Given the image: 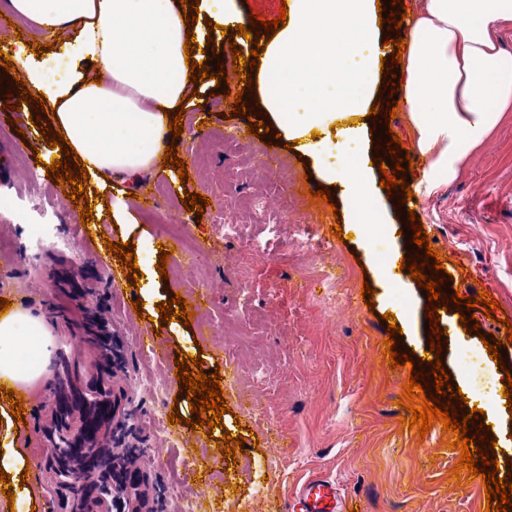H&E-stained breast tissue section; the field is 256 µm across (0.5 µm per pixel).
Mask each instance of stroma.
<instances>
[{"instance_id": "1", "label": "stroma", "mask_w": 512, "mask_h": 512, "mask_svg": "<svg viewBox=\"0 0 512 512\" xmlns=\"http://www.w3.org/2000/svg\"><path fill=\"white\" fill-rule=\"evenodd\" d=\"M238 90L234 80L211 83L185 105L176 155L186 161L187 182L169 167L156 168L130 195L90 182L97 193L95 219L85 239L59 231L60 219L78 215L73 203L58 217L32 209L14 192L23 185L41 197L63 195L61 184L46 175V162L61 154L39 130L50 122L48 110L20 103L16 125L0 130V242L16 245L0 250V298L26 302L48 318L55 345L69 355L64 362L51 360L45 381L28 388L25 425H16L0 393V448L21 449L30 460L24 512H69L73 501L45 468L54 393L62 384L110 393L105 404L111 415L101 422L94 446L125 449L130 459L124 488L112 491V512H130L141 499L154 512H183L189 500L197 512H288L312 477L331 482L352 512H487L481 478L454 477L461 452L451 448L453 436L442 423L433 422L424 435L401 424L407 411L397 399L409 370L389 366L384 314L393 313L402 329L398 352L416 361L433 358L423 327L428 298L408 270L393 263L406 251L404 237L353 223L347 201L333 209L312 202L306 193L312 182L296 151L271 135L247 134L245 117L223 118L224 92ZM228 133L238 145L225 143ZM269 146L288 161L286 174L275 181L249 164L253 149ZM35 154L41 165H32ZM158 184L166 189L162 212L185 220L201 252L192 266L173 253L162 273L158 256H151L139 265L136 288L128 266L104 243L129 242L138 251L146 239H159L153 215L139 202ZM188 192L209 198L203 213L185 208ZM264 192L265 210L249 219L257 247L249 257L216 219H238L240 202ZM117 208L127 209L132 223H116ZM286 209L316 213L308 230L323 241L322 249H301L293 229L280 221ZM415 215L446 270L460 265L467 274L453 280L452 290L474 298L490 292L512 316V111L469 153L453 182L419 197ZM334 224L345 240L330 234ZM321 267L341 283L337 309L323 300L325 289L314 276ZM245 279L252 283L246 293ZM366 282L375 291L371 308L360 294ZM177 295L187 300L190 319L161 322L158 305ZM474 315L480 325L475 332L464 329L456 306L440 311V358L450 382L465 380L468 400H496L512 370V341L483 306ZM154 328L161 348L200 356L204 374L220 373L229 408L222 427L190 430L186 421L193 413L172 380L175 362L140 360L136 338ZM489 341L499 343L504 370L490 358ZM236 371L254 375V384L231 386ZM158 375L171 378L169 394L185 423H169L168 408L142 394L140 380ZM167 430L173 442L164 440ZM226 435L248 445L230 465L216 447ZM201 460L209 479L197 470Z\"/></svg>"}]
</instances>
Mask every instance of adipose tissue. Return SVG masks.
Returning a JSON list of instances; mask_svg holds the SVG:
<instances>
[{"mask_svg": "<svg viewBox=\"0 0 512 512\" xmlns=\"http://www.w3.org/2000/svg\"><path fill=\"white\" fill-rule=\"evenodd\" d=\"M377 0H288L289 22L263 43L253 81L266 125L311 159L318 178L352 205L357 224H386L378 200L369 111L390 51L378 25ZM0 12L45 36L70 31L62 45L66 75L27 58L18 63L42 92L89 174L133 184L154 169L172 138L169 113L193 85L184 44L187 25L175 0H0ZM512 19V0H425L404 20V95L413 146L427 162L416 191L429 195L453 181L512 107V81L498 79L497 34ZM106 79L95 84L84 63ZM356 145L345 169L326 161L339 145ZM49 326L15 304L0 315V380L31 385L45 373Z\"/></svg>", "mask_w": 512, "mask_h": 512, "instance_id": "obj_1", "label": "adipose tissue"}]
</instances>
